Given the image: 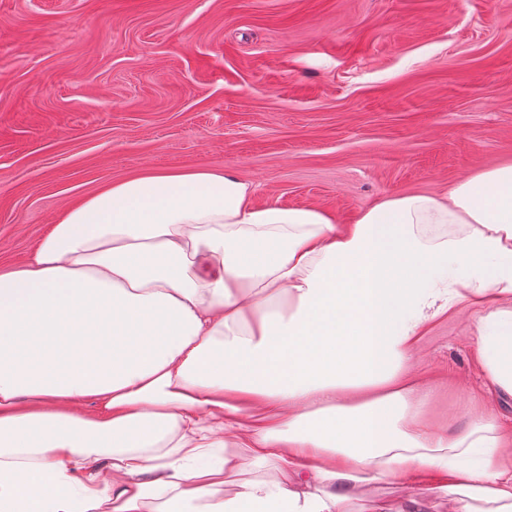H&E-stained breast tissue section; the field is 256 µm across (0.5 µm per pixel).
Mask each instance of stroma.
Masks as SVG:
<instances>
[{
    "instance_id": "obj_1",
    "label": "stroma",
    "mask_w": 512,
    "mask_h": 512,
    "mask_svg": "<svg viewBox=\"0 0 512 512\" xmlns=\"http://www.w3.org/2000/svg\"><path fill=\"white\" fill-rule=\"evenodd\" d=\"M512 162V0H0V271L68 204L145 171L231 168L253 202L352 223ZM468 315L433 372L481 378ZM429 512L394 482L352 512Z\"/></svg>"
}]
</instances>
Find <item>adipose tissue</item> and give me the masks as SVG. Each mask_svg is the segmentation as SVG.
I'll use <instances>...</instances> for the list:
<instances>
[{"label":"adipose tissue","instance_id":"adipose-tissue-1","mask_svg":"<svg viewBox=\"0 0 512 512\" xmlns=\"http://www.w3.org/2000/svg\"><path fill=\"white\" fill-rule=\"evenodd\" d=\"M255 191L111 182L0 273V512H351L385 480L512 512V162L350 224ZM465 305L490 401L458 381L440 425L425 339Z\"/></svg>","mask_w":512,"mask_h":512}]
</instances>
